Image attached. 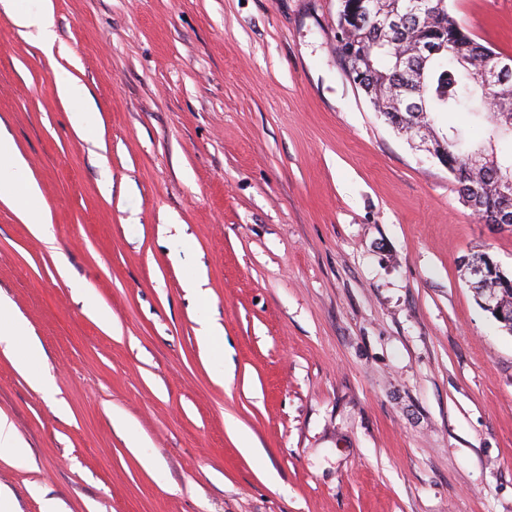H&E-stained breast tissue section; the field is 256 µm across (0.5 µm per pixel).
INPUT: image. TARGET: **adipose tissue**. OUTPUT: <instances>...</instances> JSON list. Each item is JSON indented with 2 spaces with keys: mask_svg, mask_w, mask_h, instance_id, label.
<instances>
[{
  "mask_svg": "<svg viewBox=\"0 0 512 512\" xmlns=\"http://www.w3.org/2000/svg\"><path fill=\"white\" fill-rule=\"evenodd\" d=\"M57 87L61 96L72 100L69 112L72 128L85 140L95 141L96 131L88 120L89 113L96 111L95 101L77 91L66 77H59ZM14 203L33 234L43 240H51V219L40 204L37 184L27 174V166L10 134L0 131V200ZM24 334L23 322L12 315L7 306L0 304V353L18 355V366L28 370L32 360L39 356L37 343L19 346L18 340Z\"/></svg>",
  "mask_w": 512,
  "mask_h": 512,
  "instance_id": "1",
  "label": "adipose tissue"
}]
</instances>
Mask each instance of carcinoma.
<instances>
[{"mask_svg": "<svg viewBox=\"0 0 512 512\" xmlns=\"http://www.w3.org/2000/svg\"><path fill=\"white\" fill-rule=\"evenodd\" d=\"M346 2L347 13L337 17L336 49L349 79L397 131L411 138L409 125L429 126L431 136L420 146L446 157L462 197L486 223L512 214V198L505 199L493 179L512 177V154L489 159L483 173L478 162L485 160V151L468 147L463 131L443 133L436 126L438 115L464 112L475 123L488 122L496 135L512 129V84L487 89L476 72V65L495 52L475 41L448 12V0H427L432 9L428 15L414 9L418 0ZM492 99L498 101L493 118ZM470 263L483 266L484 272L471 279V288L496 287L506 315L512 316V278L501 277L500 267L486 253L473 255Z\"/></svg>", "mask_w": 512, "mask_h": 512, "instance_id": "obj_1", "label": "carcinoma"}]
</instances>
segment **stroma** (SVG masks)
I'll return each instance as SVG.
<instances>
[{
  "label": "stroma",
  "mask_w": 512,
  "mask_h": 512,
  "mask_svg": "<svg viewBox=\"0 0 512 512\" xmlns=\"http://www.w3.org/2000/svg\"><path fill=\"white\" fill-rule=\"evenodd\" d=\"M51 5L49 53L0 9V126L54 233L0 202V299L51 379L0 353L15 512H512V332L463 267L512 276V226L347 78L339 0ZM448 10L512 56V0ZM57 87L61 96L77 103L68 112L71 127L86 141L94 142L96 131L88 120V114L97 110L95 101L77 91L66 77L60 76L57 79ZM73 288H75L86 313L96 319L102 327L110 329L112 327V318L110 313L100 304L93 289L86 287L82 283H75ZM0 458L19 463L29 462L25 442L19 437L10 418L0 413Z\"/></svg>",
  "instance_id": "35a3bbf8"
}]
</instances>
